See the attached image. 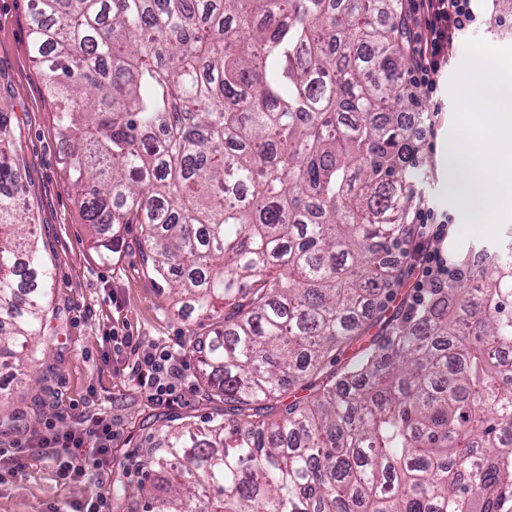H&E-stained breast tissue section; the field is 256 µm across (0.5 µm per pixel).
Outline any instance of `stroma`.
Listing matches in <instances>:
<instances>
[{
  "instance_id": "obj_1",
  "label": "stroma",
  "mask_w": 512,
  "mask_h": 512,
  "mask_svg": "<svg viewBox=\"0 0 512 512\" xmlns=\"http://www.w3.org/2000/svg\"><path fill=\"white\" fill-rule=\"evenodd\" d=\"M480 24L470 35L494 46L512 45V0H481ZM30 0H0V110L9 112L19 146L20 178L37 215L39 245L52 259L53 296L45 320L49 349L34 348L24 379H0V453L13 456L19 440L49 422L78 426L103 417L112 422V465L88 469L77 483L61 485L49 460L29 459L23 467L0 465V512H67L75 501L108 495L123 482L143 497L154 481L140 470L142 443L159 418L201 422L224 409L206 394L202 366L191 339L207 335L211 323L167 310L162 290L140 253L137 225L126 230L111 262L93 248L75 198L67 186L65 158L57 137L59 114L48 95L46 76L31 48ZM466 56L457 46L435 96H421L430 122H410L419 155L431 172L422 188L424 202L448 217V236L440 251L457 247L494 250L495 240L462 237L464 214L448 190L443 150L452 133L455 101L452 80ZM132 337L131 346L113 351L104 338L111 332ZM177 353L188 366L187 378L172 401L147 400L131 367L152 348Z\"/></svg>"
}]
</instances>
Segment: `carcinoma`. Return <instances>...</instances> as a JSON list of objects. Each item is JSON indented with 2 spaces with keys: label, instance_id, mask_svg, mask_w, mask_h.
I'll list each match as a JSON object with an SVG mask.
<instances>
[{
  "label": "carcinoma",
  "instance_id": "cac0c4a2",
  "mask_svg": "<svg viewBox=\"0 0 512 512\" xmlns=\"http://www.w3.org/2000/svg\"><path fill=\"white\" fill-rule=\"evenodd\" d=\"M401 11L31 0L100 260L139 225L168 307L214 324L195 348L224 417L161 421L145 512H512V244L389 308L423 249ZM16 154L0 111V360L20 371L52 273Z\"/></svg>",
  "mask_w": 512,
  "mask_h": 512
}]
</instances>
